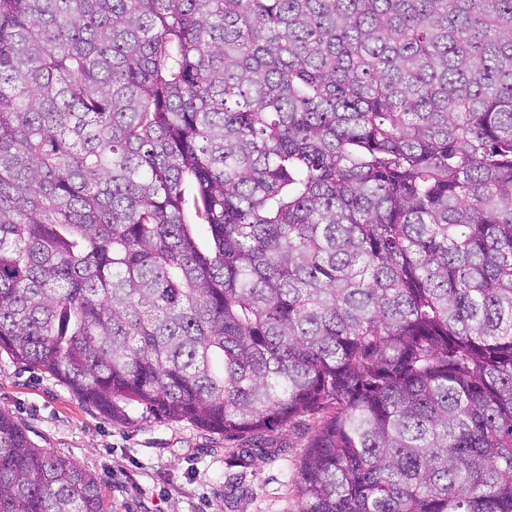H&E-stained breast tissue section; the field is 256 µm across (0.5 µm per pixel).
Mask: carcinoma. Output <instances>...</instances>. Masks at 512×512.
Returning a JSON list of instances; mask_svg holds the SVG:
<instances>
[{"mask_svg":"<svg viewBox=\"0 0 512 512\" xmlns=\"http://www.w3.org/2000/svg\"><path fill=\"white\" fill-rule=\"evenodd\" d=\"M0 350L321 416L298 512H512V0H0ZM0 512L109 510L0 411Z\"/></svg>","mask_w":512,"mask_h":512,"instance_id":"obj_1","label":"carcinoma"}]
</instances>
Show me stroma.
<instances>
[{"label":"stroma","mask_w":512,"mask_h":512,"mask_svg":"<svg viewBox=\"0 0 512 512\" xmlns=\"http://www.w3.org/2000/svg\"><path fill=\"white\" fill-rule=\"evenodd\" d=\"M0 411L37 447L95 475L112 512H296L294 481L318 423L306 415L227 439L139 406L114 421L1 351Z\"/></svg>","instance_id":"stroma-1"}]
</instances>
